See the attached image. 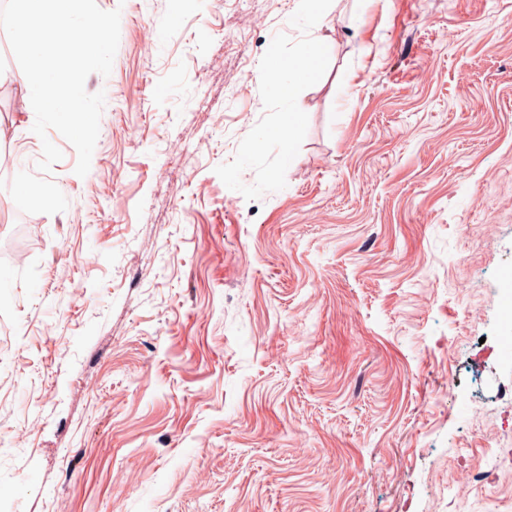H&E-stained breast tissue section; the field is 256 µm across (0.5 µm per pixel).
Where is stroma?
I'll use <instances>...</instances> for the list:
<instances>
[{
  "instance_id": "35a3bbf8",
  "label": "stroma",
  "mask_w": 512,
  "mask_h": 512,
  "mask_svg": "<svg viewBox=\"0 0 512 512\" xmlns=\"http://www.w3.org/2000/svg\"><path fill=\"white\" fill-rule=\"evenodd\" d=\"M96 2L86 176L0 49V512H512V0ZM316 44H312L309 46L304 52L309 54V58L307 59H294L288 57V59L284 60L280 67L279 72L283 76V78H290V75L299 69H303L306 72V75L309 79H314L318 76V69L315 64L316 58ZM292 98L289 87L288 96L284 99L286 109L285 112H282V125L275 129V133L281 145V158L283 162H288L291 158V131L296 126L300 114L298 109L295 108Z\"/></svg>"
}]
</instances>
